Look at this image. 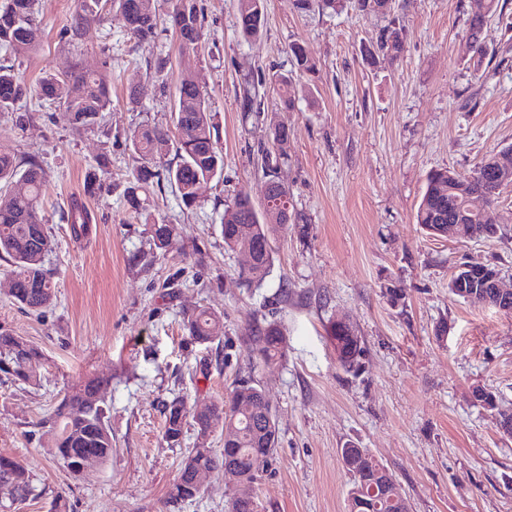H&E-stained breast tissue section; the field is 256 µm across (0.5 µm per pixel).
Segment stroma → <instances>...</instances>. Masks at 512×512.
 <instances>
[{
  "mask_svg": "<svg viewBox=\"0 0 512 512\" xmlns=\"http://www.w3.org/2000/svg\"><path fill=\"white\" fill-rule=\"evenodd\" d=\"M500 3L478 63L465 31L484 0H396L390 19L265 0L264 31L251 40L238 30L236 0H198L204 40L195 51L181 50L169 27L174 0H153L157 33L139 42L116 10L75 37L78 0H36L37 49L18 57L0 48V65L27 84L31 110L21 126L0 112V153L37 158L45 170L40 215L55 241L45 266L57 288L44 313L20 309L9 295L11 262L0 258V324L45 355L39 387L0 378V455L19 460L36 490L13 512H53L56 502L63 512H231L247 489L220 469L196 498L168 504L198 439L190 429L183 447H169L160 402L220 401L243 380L263 389L278 429L276 451L248 489L258 512H348L352 478L341 450L349 444L389 470L410 512H512V437L470 398L482 386L512 409V314L448 289L464 261L495 266L512 284V184L500 191L496 237L439 238L415 222L428 172L466 178L512 146V0ZM392 21L406 33L403 56L369 64L364 47ZM296 41L318 73L284 112L274 84L293 73ZM161 57L172 64L164 81L152 71ZM76 65L110 83L112 108L90 126L73 124L59 104L37 106L43 73ZM190 72L205 86L224 172L194 208L164 185L134 211L123 197L136 163L130 139L144 124L173 129L176 80ZM249 72L268 86L257 113L237 105ZM274 122L288 129L278 177L300 221L272 235L270 272L248 286L237 275L242 255L224 247V203L241 190L262 201L257 149L270 146ZM75 198L92 216L79 243L70 232ZM155 222L176 227L163 255L151 245ZM199 306L223 313L220 341L187 338L180 314ZM336 318L363 338L357 372L340 367L327 337ZM272 320L288 353L265 365L251 356L253 332ZM89 376L109 381L112 456L74 476L53 459L38 423Z\"/></svg>",
  "mask_w": 512,
  "mask_h": 512,
  "instance_id": "stroma-1",
  "label": "stroma"
}]
</instances>
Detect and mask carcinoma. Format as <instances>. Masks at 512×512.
<instances>
[{
  "label": "carcinoma",
  "mask_w": 512,
  "mask_h": 512,
  "mask_svg": "<svg viewBox=\"0 0 512 512\" xmlns=\"http://www.w3.org/2000/svg\"><path fill=\"white\" fill-rule=\"evenodd\" d=\"M111 3L121 12L130 36L135 40L152 38L156 34L157 19L152 11V0H79L76 24L101 19L103 3ZM301 12L332 11L346 7V0H295ZM360 11L377 15L393 14L395 4L384 7L383 0H357ZM499 0H487L486 10L468 19L466 37L478 57L485 55L483 30L488 18L498 11ZM238 27L246 39L260 36L265 27L264 0H238ZM172 29L182 49L194 51L201 45L204 33L197 0H175L171 16ZM40 23L33 10V0H0V46L18 56H24L39 44ZM405 49V33L395 22L384 31L369 55H385L398 59ZM289 51L294 68L301 76L316 72V64L306 47L298 42ZM263 81L244 75L239 92V106L243 112L257 111ZM25 85L14 70L0 67V112L15 111V104L25 94ZM40 95L62 104L71 121L80 126L95 123L103 113L110 111L112 99L107 80L100 74L75 68L59 76L47 73L39 82ZM174 122L177 139L169 132L144 126L131 137L136 165L125 189V202L137 211L145 206V196L153 185L166 181L180 195L183 205L192 208L198 200L197 183L221 177L224 158L216 146L217 129L209 109L204 86L192 74L178 77ZM273 148L261 147L258 155L261 169L270 181L278 180V169L288 159V128L282 124L271 127ZM175 152L177 163L159 167L157 160ZM45 171L36 159L25 162V168L10 155L0 154V253L9 257L14 288L11 296L20 307L40 313L56 298V283L45 267V257L52 251L53 240L42 223L39 209ZM512 183V169L497 166V155L485 159L468 179L457 177L446 169L434 170L426 177V189L416 212V223L454 224L463 208L470 206V198L479 201L476 213L469 221V238H490L496 232L488 231L498 223L496 199L502 186ZM283 199L270 210L256 205L248 194L240 192L224 204V245L237 251L248 245L253 252V264L240 269V278L249 285H260L268 275L273 262L271 233L298 223L299 216L279 207L288 204V189L282 188ZM71 230L79 241L89 234L92 217L85 203L75 198L70 205ZM175 234L172 224L151 225L153 248L164 254ZM183 329L190 341L212 343L221 338L224 318L217 312L200 307L186 311L182 316ZM327 335L336 351V359L347 372L359 368L363 353L362 338L345 323L332 321ZM252 352L264 364L286 357L288 339L280 324L273 321L257 330ZM45 360L42 349L12 330L0 325V375L31 387L41 384L40 368ZM109 380L91 376L69 388L57 401L52 413L40 422L48 436L53 458L70 471L88 457H97L100 463L112 456V431L107 424L108 406L102 390ZM211 413L224 420V447L234 448V463L248 483L257 480L252 458L257 453L271 457L277 444V427L270 404L262 389L248 382L235 387L225 401L211 404ZM163 438L171 447L182 444L187 426L196 432L208 430L205 417L194 413L180 397L163 401ZM344 465L360 464L369 470L380 465L364 448L342 449ZM223 452L214 448H193L183 458L177 479L167 492V502L177 504L192 500L201 493L195 483L198 470L213 471L224 467ZM0 490L15 493L25 500L34 495L29 472L17 460L0 456ZM358 512H408L406 500L399 502L386 497Z\"/></svg>",
  "instance_id": "1"
}]
</instances>
